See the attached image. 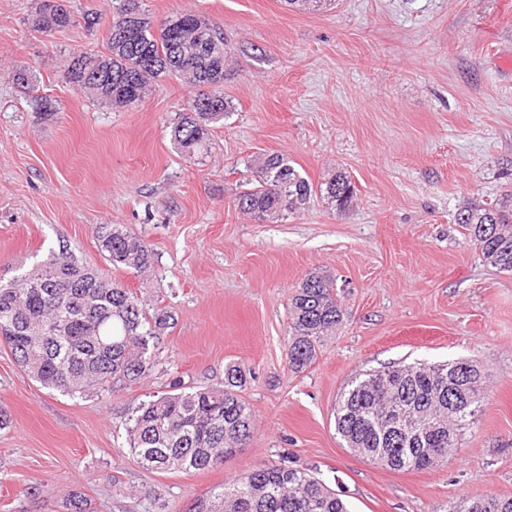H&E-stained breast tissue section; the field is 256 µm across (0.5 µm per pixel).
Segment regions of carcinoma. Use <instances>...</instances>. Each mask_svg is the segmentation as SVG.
<instances>
[{
	"mask_svg": "<svg viewBox=\"0 0 512 512\" xmlns=\"http://www.w3.org/2000/svg\"><path fill=\"white\" fill-rule=\"evenodd\" d=\"M77 25L56 0H40L34 31L48 37ZM228 51L224 35L192 12L176 11L157 29L140 0H118L107 39V53H80L70 60L65 80L94 103L132 106L162 77L187 78L198 93L172 127L177 149L199 154L211 127L232 105L224 83ZM320 196L338 210L352 204L355 187L343 171L314 185L279 153L254 166V186L239 196V209L261 221L276 222L305 209ZM454 223L465 230L483 261L512 273V194L487 205L470 202L457 209ZM100 252L115 268L140 273L151 251L121 225L96 230ZM287 357L295 370L310 366L322 336L340 324L343 312L332 281L310 272L291 297ZM171 314L146 311L122 282L88 266L72 251L49 254L20 275L0 279V341L18 365L46 388L72 396L93 387L149 377L154 368L149 345H157ZM398 364L355 377L336 404V430L347 447L394 471L436 468L459 448L486 391L487 373L467 360ZM243 371L232 365L224 387L173 389L139 405L126 432L140 462L161 471L205 470L224 464L254 433V419L239 394ZM402 411L416 428L392 429ZM194 512H349L340 494L306 468L271 464L247 471L196 500ZM448 512H512V498L460 497Z\"/></svg>",
	"mask_w": 512,
	"mask_h": 512,
	"instance_id": "1",
	"label": "carcinoma"
}]
</instances>
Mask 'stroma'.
<instances>
[{
  "label": "stroma",
  "mask_w": 512,
  "mask_h": 512,
  "mask_svg": "<svg viewBox=\"0 0 512 512\" xmlns=\"http://www.w3.org/2000/svg\"><path fill=\"white\" fill-rule=\"evenodd\" d=\"M38 3L0 0V277L70 248L174 322L150 350L149 378L75 396L41 387L0 342V512H67L77 492L88 512H191L271 463L316 471L351 512L512 496V274L485 264L454 222L462 204L507 190L512 0H142L155 21L200 14L228 45L233 110L194 158L171 138L188 82L160 80L113 109L65 82L71 57L106 53L112 0H65L78 23L49 38L29 23ZM23 68L34 85L14 81ZM271 153L316 184L346 171L352 207L316 197L275 223L243 215L236 197ZM102 224L147 244L145 273L107 264ZM313 271L333 281L344 315L297 372L290 299ZM457 359L489 381L446 464L393 471L337 434L334 408L355 376ZM233 364L255 420L247 446L208 470L143 467L126 433L139 404L176 379L222 387Z\"/></svg>",
  "instance_id": "stroma-1"
}]
</instances>
